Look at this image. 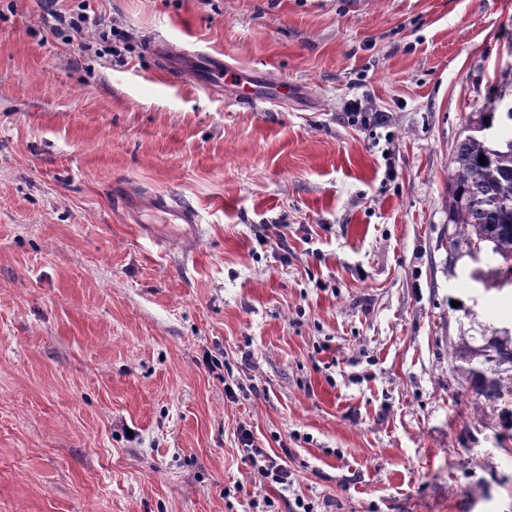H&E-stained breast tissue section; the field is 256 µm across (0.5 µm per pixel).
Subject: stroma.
Segmentation results:
<instances>
[{"mask_svg":"<svg viewBox=\"0 0 512 512\" xmlns=\"http://www.w3.org/2000/svg\"><path fill=\"white\" fill-rule=\"evenodd\" d=\"M90 6L120 56L0 0V512H289L243 428L330 512H512V380L469 384L512 284L447 206L466 119L512 94V0ZM195 48L262 103L201 90ZM117 178L201 239L141 236ZM112 208L128 224H148L146 216L160 215L164 224L177 225V240L191 248L201 236V223L197 211L180 202L172 194L148 192L140 186L116 180L110 189ZM238 440L246 451L254 472L261 482L278 485L281 491L290 493L295 483L294 473L281 457L268 453L257 445L247 429H242Z\"/></svg>","mask_w":512,"mask_h":512,"instance_id":"obj_1","label":"stroma"}]
</instances>
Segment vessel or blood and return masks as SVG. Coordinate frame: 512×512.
I'll use <instances>...</instances> for the list:
<instances>
[{"label": "vessel or blood", "mask_w": 512, "mask_h": 512, "mask_svg": "<svg viewBox=\"0 0 512 512\" xmlns=\"http://www.w3.org/2000/svg\"><path fill=\"white\" fill-rule=\"evenodd\" d=\"M207 89L215 90L222 85L239 86L238 98L242 103L253 104L259 98L255 85H239L238 72L225 64L223 58L206 55ZM113 208L121 214L126 223H145L147 215H160L164 223L177 227V239L183 247H192L201 236V223L196 210L165 193L148 192L140 186L125 181H114L110 189Z\"/></svg>", "instance_id": "vessel-or-blood-1"}]
</instances>
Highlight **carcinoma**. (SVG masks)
Segmentation results:
<instances>
[{
	"mask_svg": "<svg viewBox=\"0 0 512 512\" xmlns=\"http://www.w3.org/2000/svg\"><path fill=\"white\" fill-rule=\"evenodd\" d=\"M499 96L476 121L471 133L453 151L448 183V223L455 226L456 245L490 250L491 258L506 264L504 279L512 282V104L500 108ZM485 163L479 162V157ZM487 401L501 398L499 379L480 369L470 371Z\"/></svg>",
	"mask_w": 512,
	"mask_h": 512,
	"instance_id": "obj_1",
	"label": "carcinoma"
}]
</instances>
